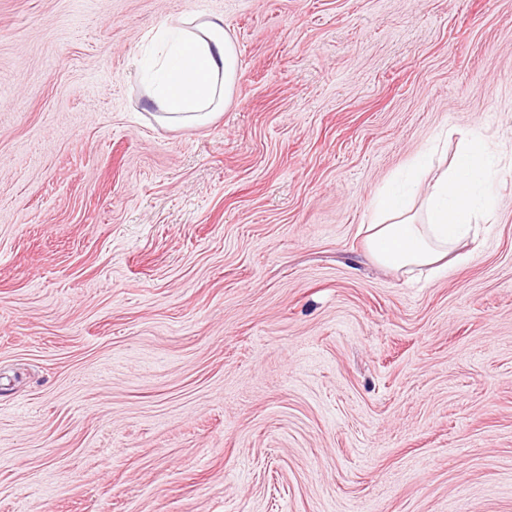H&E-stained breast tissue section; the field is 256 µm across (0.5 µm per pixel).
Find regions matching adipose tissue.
<instances>
[{"label": "adipose tissue", "instance_id": "adipose-tissue-1", "mask_svg": "<svg viewBox=\"0 0 512 512\" xmlns=\"http://www.w3.org/2000/svg\"><path fill=\"white\" fill-rule=\"evenodd\" d=\"M152 39L165 46L151 64L148 84L159 119L184 125L214 121L231 102L238 79V51L223 18L183 15L165 22ZM495 168L483 139L475 137L430 183L415 171L406 183L380 190L373 199L375 221L366 228L369 253L394 270L466 262L458 247L469 237L478 210L492 206L480 190Z\"/></svg>", "mask_w": 512, "mask_h": 512}]
</instances>
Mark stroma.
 <instances>
[{
    "label": "stroma",
    "mask_w": 512,
    "mask_h": 512,
    "mask_svg": "<svg viewBox=\"0 0 512 512\" xmlns=\"http://www.w3.org/2000/svg\"><path fill=\"white\" fill-rule=\"evenodd\" d=\"M223 16L230 104L141 65ZM479 132L468 260L372 199ZM0 512H512V0H0ZM152 40L165 51L151 64L148 100L170 124L210 123L232 100L238 51L224 18L187 14L165 22Z\"/></svg>",
    "instance_id": "obj_1"
}]
</instances>
